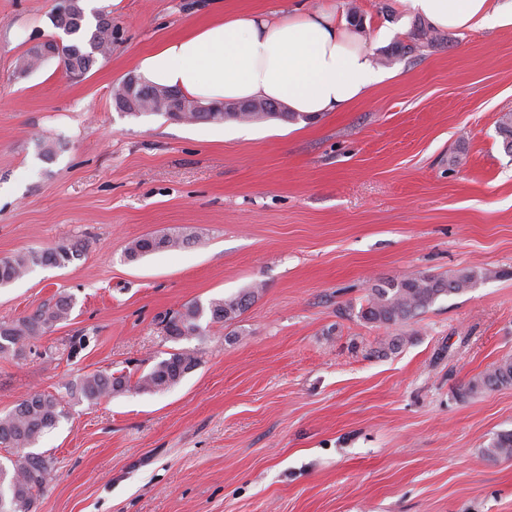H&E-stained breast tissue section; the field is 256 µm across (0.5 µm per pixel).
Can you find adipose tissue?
Returning a JSON list of instances; mask_svg holds the SVG:
<instances>
[{
  "label": "adipose tissue",
  "mask_w": 512,
  "mask_h": 512,
  "mask_svg": "<svg viewBox=\"0 0 512 512\" xmlns=\"http://www.w3.org/2000/svg\"><path fill=\"white\" fill-rule=\"evenodd\" d=\"M434 30L512 26V0H399ZM146 81L193 99H268L311 117L340 112L389 77L329 7L298 0L288 13L225 11L221 19L141 57Z\"/></svg>",
  "instance_id": "adipose-tissue-1"
}]
</instances>
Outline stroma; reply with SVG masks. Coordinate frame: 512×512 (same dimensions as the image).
<instances>
[{"mask_svg":"<svg viewBox=\"0 0 512 512\" xmlns=\"http://www.w3.org/2000/svg\"><path fill=\"white\" fill-rule=\"evenodd\" d=\"M335 2L356 9L391 79L307 122L188 124L123 113L113 91L224 10L294 0H87L112 19V52L78 78L55 59L19 75L33 38H70L54 0H0V260L84 246L0 287V321L74 300L31 352L0 356V414L95 370L135 379L168 352L198 358L164 392L70 400L36 446L56 472L34 512H512V460L483 456L512 430V386L465 392L512 357V157L498 134L512 27L393 57L418 16ZM181 231L194 234L181 248L125 257ZM463 268L494 276L401 326L357 316L382 280ZM250 288L233 325L168 338L167 312Z\"/></svg>","mask_w":512,"mask_h":512,"instance_id":"stroma-1","label":"stroma"}]
</instances>
